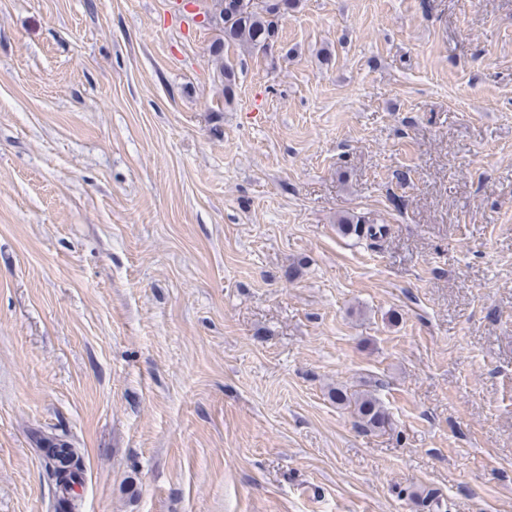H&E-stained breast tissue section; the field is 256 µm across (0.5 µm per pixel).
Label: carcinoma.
Wrapping results in <instances>:
<instances>
[{"mask_svg":"<svg viewBox=\"0 0 512 512\" xmlns=\"http://www.w3.org/2000/svg\"><path fill=\"white\" fill-rule=\"evenodd\" d=\"M293 0H210L205 16L211 22L222 26L224 38L212 45L211 54L216 62L218 79L224 82V99L231 103L234 99L233 70L224 62V47L238 46L249 50L267 51L277 40V20L281 11L292 8ZM340 231L344 234L377 237L383 226L374 224L367 216L347 215L339 218ZM332 399L340 405L354 409L360 426L364 429H383L390 424L385 408L376 397L369 393L350 392L346 388L334 391ZM37 447L62 448L64 452L45 455L46 468L55 481L56 506L59 512H72L75 509L74 487L83 482L84 463L78 449L67 447V441L56 434H40L36 438Z\"/></svg>","mask_w":512,"mask_h":512,"instance_id":"carcinoma-1","label":"carcinoma"}]
</instances>
